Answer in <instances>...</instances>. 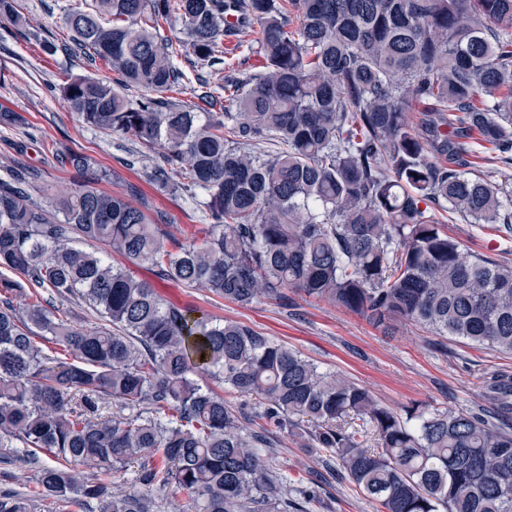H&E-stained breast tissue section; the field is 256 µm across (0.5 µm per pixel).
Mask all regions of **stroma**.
Returning <instances> with one entry per match:
<instances>
[{
	"instance_id": "1",
	"label": "stroma",
	"mask_w": 512,
	"mask_h": 512,
	"mask_svg": "<svg viewBox=\"0 0 512 512\" xmlns=\"http://www.w3.org/2000/svg\"><path fill=\"white\" fill-rule=\"evenodd\" d=\"M32 27L56 44L68 42L62 12L69 0H17ZM0 68L13 75L0 88V103L16 112L11 123H0V172L18 157L41 171L31 193L41 203L70 190L72 172L60 169L56 157L69 151L90 155L111 172V191L136 190L152 200L162 223H189L187 203L160 196L149 181L153 164H128L130 139L86 126L50 88L64 75L108 77L105 65L56 53L45 57L38 47L6 22L0 23ZM448 231L462 247L498 260L512 261V236L458 215L448 218ZM162 296L180 306L243 322L274 340L288 344L321 368L348 375L371 390L383 403L402 408L427 404L439 410L476 412L489 403L475 386L476 376L501 369L512 374V355L503 356L440 337L413 325L385 332L360 315L325 302L295 297L293 307L264 299L241 306L201 288L175 283L158 286ZM308 512H376V505L346 481L329 479L320 501Z\"/></svg>"
}]
</instances>
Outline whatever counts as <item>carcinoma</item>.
I'll list each match as a JSON object with an SVG mask.
<instances>
[{
    "label": "carcinoma",
    "mask_w": 512,
    "mask_h": 512,
    "mask_svg": "<svg viewBox=\"0 0 512 512\" xmlns=\"http://www.w3.org/2000/svg\"><path fill=\"white\" fill-rule=\"evenodd\" d=\"M2 19L56 54L17 0H0ZM63 23L65 51L112 71L65 76L70 111L158 155L157 192L197 200L206 224L165 230L134 188L80 185L43 205L36 169L0 177V460L53 458L38 493L0 491V512H155L145 492L114 493L129 474L183 492L177 512H305L275 467L278 432L336 457L377 512H512V423L400 412L112 263L241 306L291 292L512 355V262L466 252L444 216L512 233L496 181L512 168V0H92ZM250 32L259 64L224 74ZM186 89L189 102L167 96ZM56 299L100 324L60 317ZM207 378L258 401L233 407ZM486 389L507 405L512 378Z\"/></svg>",
    "instance_id": "cac0c4a2"
}]
</instances>
